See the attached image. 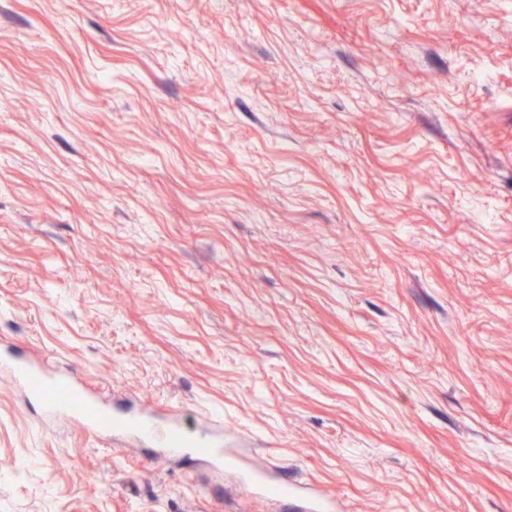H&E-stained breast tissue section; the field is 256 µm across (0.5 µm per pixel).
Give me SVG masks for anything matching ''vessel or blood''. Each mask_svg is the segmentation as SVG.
Here are the masks:
<instances>
[{
	"mask_svg": "<svg viewBox=\"0 0 512 512\" xmlns=\"http://www.w3.org/2000/svg\"><path fill=\"white\" fill-rule=\"evenodd\" d=\"M14 373L26 392L47 398L50 414L65 416L94 433H127L137 439L155 443L167 458H178L192 452L214 467H239V460L224 450L223 439L203 433L187 438L177 422L160 425L151 415L128 411L111 414L103 395L78 377H60L41 365L23 359L13 363ZM256 494L277 498H295L293 485L287 478L269 479L266 472L247 468L244 475Z\"/></svg>",
	"mask_w": 512,
	"mask_h": 512,
	"instance_id": "b4317fda",
	"label": "vessel or blood"
}]
</instances>
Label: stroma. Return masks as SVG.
I'll list each match as a JSON object with an SVG mask.
<instances>
[{"mask_svg": "<svg viewBox=\"0 0 512 512\" xmlns=\"http://www.w3.org/2000/svg\"><path fill=\"white\" fill-rule=\"evenodd\" d=\"M335 512H512V0H0V351ZM0 512H302L50 417Z\"/></svg>", "mask_w": 512, "mask_h": 512, "instance_id": "35a3bbf8", "label": "stroma"}]
</instances>
